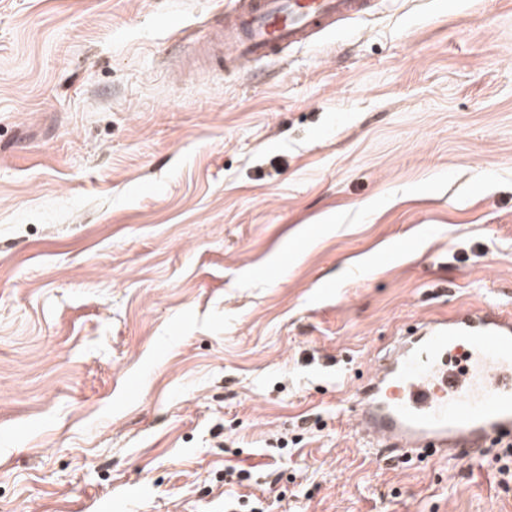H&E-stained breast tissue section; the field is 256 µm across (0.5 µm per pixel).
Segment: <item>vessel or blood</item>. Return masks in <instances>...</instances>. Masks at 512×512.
Returning a JSON list of instances; mask_svg holds the SVG:
<instances>
[{"mask_svg": "<svg viewBox=\"0 0 512 512\" xmlns=\"http://www.w3.org/2000/svg\"><path fill=\"white\" fill-rule=\"evenodd\" d=\"M378 0H235L213 46L225 69L277 58L373 11ZM369 448L456 459L512 443V314L486 304L401 331L358 389Z\"/></svg>", "mask_w": 512, "mask_h": 512, "instance_id": "b4317fda", "label": "vessel or blood"}]
</instances>
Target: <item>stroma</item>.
<instances>
[{
	"label": "stroma",
	"instance_id": "35a3bbf8",
	"mask_svg": "<svg viewBox=\"0 0 512 512\" xmlns=\"http://www.w3.org/2000/svg\"><path fill=\"white\" fill-rule=\"evenodd\" d=\"M379 2L236 76L234 0H0V512H512L353 427L406 324L512 312V0Z\"/></svg>",
	"mask_w": 512,
	"mask_h": 512
}]
</instances>
